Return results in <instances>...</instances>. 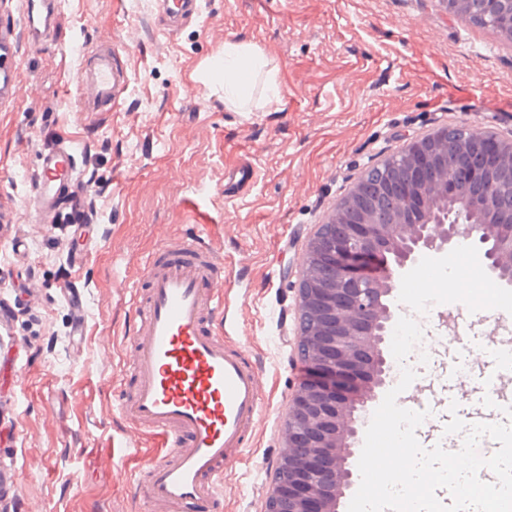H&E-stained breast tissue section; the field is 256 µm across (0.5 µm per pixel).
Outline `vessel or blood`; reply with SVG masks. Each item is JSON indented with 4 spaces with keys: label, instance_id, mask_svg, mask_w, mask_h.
<instances>
[{
    "label": "vessel or blood",
    "instance_id": "obj_1",
    "mask_svg": "<svg viewBox=\"0 0 512 512\" xmlns=\"http://www.w3.org/2000/svg\"><path fill=\"white\" fill-rule=\"evenodd\" d=\"M61 0H24V26L0 25V98L14 96L18 43L55 34ZM164 32L174 33L200 15V0H160ZM117 37H98L96 51L78 72L81 99L118 109L127 90L115 50ZM77 161L66 141L48 140L39 158L30 219H56L73 195ZM213 227L195 223L165 238L146 257L149 285L128 334L135 374L119 408L129 422L122 446L137 451L141 437L162 441L165 452L147 465L148 512H210L223 496L224 463L242 451L262 404V380L227 341L224 267L211 244ZM71 333L83 336L85 303L77 286L65 290Z\"/></svg>",
    "mask_w": 512,
    "mask_h": 512
}]
</instances>
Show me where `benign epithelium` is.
Masks as SVG:
<instances>
[{
    "label": "benign epithelium",
    "mask_w": 512,
    "mask_h": 512,
    "mask_svg": "<svg viewBox=\"0 0 512 512\" xmlns=\"http://www.w3.org/2000/svg\"><path fill=\"white\" fill-rule=\"evenodd\" d=\"M483 16L512 34V0H478ZM439 124L371 162L308 238L298 267L296 355L306 373L293 383L282 414L283 442L261 512H337L354 482L351 459L368 403L393 377L388 356L395 317L389 297L398 278L428 253L478 234L488 269L512 285V212H501L512 132ZM470 218L440 202L463 185ZM397 217L382 222L376 204Z\"/></svg>",
    "instance_id": "obj_1"
}]
</instances>
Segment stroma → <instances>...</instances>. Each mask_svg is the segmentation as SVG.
<instances>
[{"instance_id":"1","label":"stroma","mask_w":512,"mask_h":512,"mask_svg":"<svg viewBox=\"0 0 512 512\" xmlns=\"http://www.w3.org/2000/svg\"><path fill=\"white\" fill-rule=\"evenodd\" d=\"M54 40L21 46V87L0 100V471L27 512H147L145 456L119 449L118 394L132 383L126 339L140 262L163 234L190 222L181 199L214 224L231 282L227 323L262 375L253 441L224 467L215 512H260L282 440V413L302 374L296 356V271L316 224L362 169L407 136L465 122L512 130V44L448 15L438 0H201L197 23L166 34L157 0H61ZM118 43L128 89L116 112L79 111L75 47L98 30ZM262 51L245 107L224 103L210 70L228 43ZM69 137L75 190L95 208L87 229L32 224L26 195L45 136ZM240 165L256 179L225 193ZM422 258L391 301L414 310L425 354L406 364L439 389L448 360L468 359L451 392L467 419L493 366L494 319L512 324V296L491 293L483 251L467 245ZM84 291L85 334L74 339L56 272Z\"/></svg>"}]
</instances>
